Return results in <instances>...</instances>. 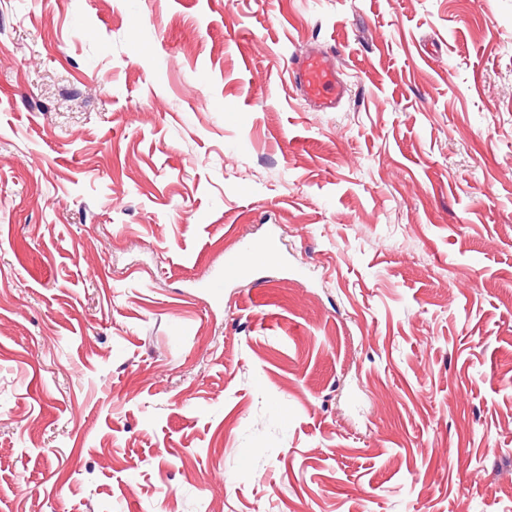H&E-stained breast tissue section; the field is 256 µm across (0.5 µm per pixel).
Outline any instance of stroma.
<instances>
[{"label": "stroma", "instance_id": "stroma-1", "mask_svg": "<svg viewBox=\"0 0 512 512\" xmlns=\"http://www.w3.org/2000/svg\"><path fill=\"white\" fill-rule=\"evenodd\" d=\"M509 376L512 0H0V512H512ZM296 73L304 98L321 112H334L346 95L334 55L311 51L290 62ZM269 252L261 246L246 244L224 253V277L213 279L211 288H223L224 283L235 281L248 270L266 263Z\"/></svg>", "mask_w": 512, "mask_h": 512}]
</instances>
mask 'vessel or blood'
<instances>
[{
  "instance_id": "b4317fda",
  "label": "vessel or blood",
  "mask_w": 512,
  "mask_h": 512,
  "mask_svg": "<svg viewBox=\"0 0 512 512\" xmlns=\"http://www.w3.org/2000/svg\"><path fill=\"white\" fill-rule=\"evenodd\" d=\"M296 73L304 98L319 111L333 112L346 95V87L339 75L333 55L324 51H311L295 58L291 63ZM269 253L262 247L246 244L226 251L224 254V274L212 281L213 287H223L225 283L242 277L248 270L267 261Z\"/></svg>"
}]
</instances>
